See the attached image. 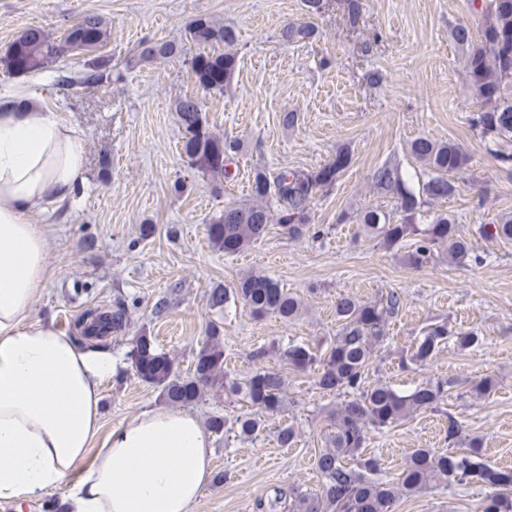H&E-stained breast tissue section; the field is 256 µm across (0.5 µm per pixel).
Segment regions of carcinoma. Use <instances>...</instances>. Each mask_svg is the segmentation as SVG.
I'll return each mask as SVG.
<instances>
[{
	"mask_svg": "<svg viewBox=\"0 0 512 512\" xmlns=\"http://www.w3.org/2000/svg\"><path fill=\"white\" fill-rule=\"evenodd\" d=\"M474 21L460 20L450 28L452 42L463 53L464 71L475 108L466 116L485 149L500 168L512 170V153L501 146L512 141V0H469ZM318 29L312 22L283 26V42L311 41ZM111 27L99 15L84 14L60 37H51L38 26H28L0 58L8 74L19 75L45 68L60 56L79 52L91 54L105 45ZM186 38L198 52L186 60L199 85L222 93L237 68L234 31L207 18L194 20ZM182 56V48L171 41L144 44L143 59L168 60ZM175 112L186 135L182 153L187 165L213 179L231 178L228 166L240 151V141L216 136L206 128L199 97L184 94L175 100ZM408 153L428 170L427 179L416 185L398 165L386 162L376 169L372 187L394 203L390 210L368 207L356 213L341 212L336 223H355L358 234L378 241L388 250L409 246L403 258L413 267L428 262L434 255L448 258L458 268L483 262L471 238L463 233L448 212L434 214L425 206L444 201L460 189L458 180L467 170L470 155L458 143L420 136L408 143ZM352 154L347 146L336 150L333 159L317 171L282 170L275 177L257 170L249 179L250 201L224 206V211L207 227V238L226 254H236L262 239L269 225L278 224L294 238L310 230L312 204L318 195L331 191L349 167ZM475 233L486 241H512V216L504 215L496 224H481ZM240 300L258 317L274 315L284 321L297 316L300 301L271 276L252 273L230 290L216 287L209 291L206 304L222 311L229 297ZM401 306V296L391 291L373 301L343 294L336 298L339 322L330 348L320 351L305 345H290L278 358L296 371L318 368L316 385L339 398L329 414L330 430L324 448L314 465L322 478L318 491L298 488L277 490L267 501L270 512L283 507L287 512H394L396 502L432 489L476 483L485 489L483 512H512V471L488 465L483 458L482 440L463 432L461 423L448 415L446 440L452 451L438 453L417 448L404 462L395 481L378 477L379 462L364 454L374 430L390 428L415 414L435 411L447 400L453 382L432 378L409 391H399L383 380L369 381V367L376 347L387 334L390 319ZM83 320L87 332L104 337L122 330L128 315L118 302L108 315L90 310ZM453 338L454 345L469 349L480 341L472 330L448 334L447 325L431 324L401 357L402 367L426 365ZM270 351L259 348L251 355L253 370L233 377L224 370V346L213 329L198 350L193 373L176 374L174 360L158 350L152 337L142 332L134 337L128 353L137 376L160 388V396L172 407H189L205 392L224 393L246 406L235 420L236 433L254 440L263 431L265 419L286 411L285 377L264 362ZM495 376L474 381L465 391L472 400H482L496 392Z\"/></svg>",
	"mask_w": 512,
	"mask_h": 512,
	"instance_id": "carcinoma-1",
	"label": "carcinoma"
}]
</instances>
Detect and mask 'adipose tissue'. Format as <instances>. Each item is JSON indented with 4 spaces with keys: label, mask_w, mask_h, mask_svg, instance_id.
<instances>
[{
    "label": "adipose tissue",
    "mask_w": 512,
    "mask_h": 512,
    "mask_svg": "<svg viewBox=\"0 0 512 512\" xmlns=\"http://www.w3.org/2000/svg\"><path fill=\"white\" fill-rule=\"evenodd\" d=\"M84 174L81 130L50 112L0 111V501L66 483L69 512H188L211 472L201 421L149 409L102 433L111 351L31 315L49 269L45 230L30 217Z\"/></svg>",
    "instance_id": "adipose-tissue-1"
}]
</instances>
